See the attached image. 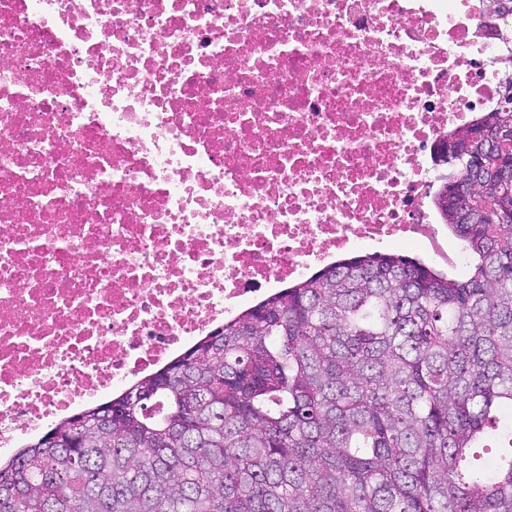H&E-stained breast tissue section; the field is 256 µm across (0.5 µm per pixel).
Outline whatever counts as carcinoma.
I'll return each instance as SVG.
<instances>
[{"label": "carcinoma", "mask_w": 512, "mask_h": 512, "mask_svg": "<svg viewBox=\"0 0 512 512\" xmlns=\"http://www.w3.org/2000/svg\"><path fill=\"white\" fill-rule=\"evenodd\" d=\"M450 136L464 274L323 266L0 463V512H512V112Z\"/></svg>", "instance_id": "carcinoma-1"}]
</instances>
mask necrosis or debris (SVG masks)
I'll return each mask as SVG.
<instances>
[{"instance_id": "necrosis-or-debris-1", "label": "necrosis or debris", "mask_w": 512, "mask_h": 512, "mask_svg": "<svg viewBox=\"0 0 512 512\" xmlns=\"http://www.w3.org/2000/svg\"><path fill=\"white\" fill-rule=\"evenodd\" d=\"M481 0H0V459L312 266L421 244Z\"/></svg>"}]
</instances>
